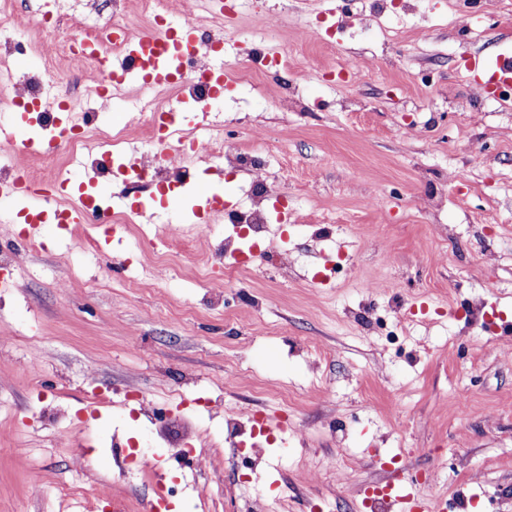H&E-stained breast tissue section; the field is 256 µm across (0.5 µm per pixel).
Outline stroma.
<instances>
[{
  "label": "stroma",
  "mask_w": 512,
  "mask_h": 512,
  "mask_svg": "<svg viewBox=\"0 0 512 512\" xmlns=\"http://www.w3.org/2000/svg\"><path fill=\"white\" fill-rule=\"evenodd\" d=\"M369 9L248 0L238 47L208 56L241 60L258 11L265 49L288 52L182 112L186 135L223 125L267 158L276 198L260 244L234 239V268L224 212L249 206V176L219 161L190 162L184 186L102 176L86 191L111 185L132 223L71 224L38 249L20 203L0 207V253L21 255L0 279V512H145L159 482L177 487L170 512H357L420 472L417 495L454 512H512V101L476 99L489 74L466 67L512 50V0L472 31L454 0H409L378 33ZM143 93L95 103L99 122L126 124ZM200 183L224 193L202 224ZM146 236L175 277L154 275ZM256 415L270 437L229 440L227 418ZM69 484L101 493L67 502Z\"/></svg>",
  "instance_id": "obj_1"
}]
</instances>
